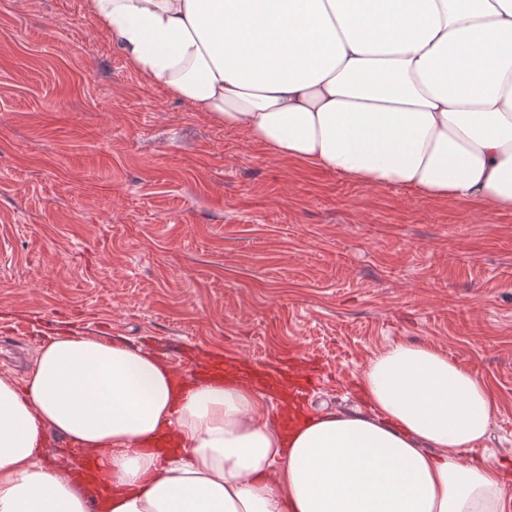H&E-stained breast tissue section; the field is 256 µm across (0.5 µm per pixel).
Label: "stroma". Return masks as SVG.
<instances>
[{"label":"stroma","instance_id":"1","mask_svg":"<svg viewBox=\"0 0 512 512\" xmlns=\"http://www.w3.org/2000/svg\"><path fill=\"white\" fill-rule=\"evenodd\" d=\"M60 330L296 351L314 412L361 408L378 348L428 343L487 380L470 455L512 470V212L285 161L145 83L84 0H0V373Z\"/></svg>","mask_w":512,"mask_h":512}]
</instances>
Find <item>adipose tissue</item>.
<instances>
[{
    "label": "adipose tissue",
    "instance_id": "obj_1",
    "mask_svg": "<svg viewBox=\"0 0 512 512\" xmlns=\"http://www.w3.org/2000/svg\"><path fill=\"white\" fill-rule=\"evenodd\" d=\"M147 82L282 158L374 188L512 212V0H87ZM363 410L291 425L248 380H177L157 356L44 336L0 374V512H512V472L460 455L499 411L434 347L393 341ZM112 484L51 466L46 436Z\"/></svg>",
    "mask_w": 512,
    "mask_h": 512
}]
</instances>
